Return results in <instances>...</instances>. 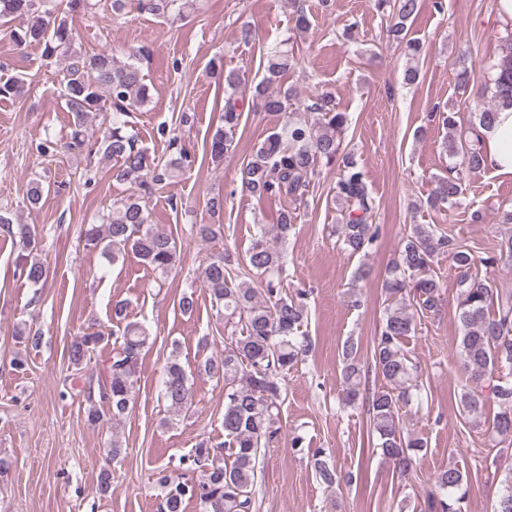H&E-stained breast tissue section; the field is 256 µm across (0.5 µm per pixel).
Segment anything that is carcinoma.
Wrapping results in <instances>:
<instances>
[{
	"instance_id": "obj_1",
	"label": "carcinoma",
	"mask_w": 512,
	"mask_h": 512,
	"mask_svg": "<svg viewBox=\"0 0 512 512\" xmlns=\"http://www.w3.org/2000/svg\"><path fill=\"white\" fill-rule=\"evenodd\" d=\"M46 0H0V28L9 31L18 49L35 44L42 48L45 60L64 62L60 70L57 95L73 115L69 150L87 146L85 124L94 112L110 113L108 126L96 141L100 160L110 163L112 179L129 183L145 191L171 179L175 165L189 161L178 140L169 147L178 154L176 163L161 165L156 156L137 146L126 134L129 114L140 109L149 98L143 83L140 63L142 51L133 50L128 61L121 62L106 52L76 54L74 30L68 14L86 12L89 0H65L59 10L46 8ZM181 0H138L139 10L165 15L176 11ZM386 16L387 32L403 46L413 64L404 72L408 84L419 78L422 46L407 38L408 21L418 12L419 0H375ZM290 54L273 55L266 75L254 87V98L267 112H281L289 94L268 91L280 73L293 67ZM500 73L493 88L491 104L477 115L476 125L488 126L500 106H512V37L502 43ZM230 97L224 109V125L211 137L212 161L219 162L232 147L233 132L241 113L236 111L233 95L241 88L238 75L224 77ZM23 83L16 78H0V98L20 95ZM307 110L318 114L313 125L290 122L279 132L270 133L241 169L242 186L257 198L303 201L307 188L321 162H339V172L331 191L337 200L348 204L336 231L345 250L353 255L367 253L378 240L380 227L372 223L374 200L368 191L362 170L342 153L341 134L348 125V115L336 111L333 96L325 93ZM484 167L479 143L469 140L459 166L437 180L430 204L456 205L463 194V173ZM145 197L130 193L112 202V209L100 224H86L82 235L85 245L104 246L116 258L128 251L137 255L153 272L163 277L177 261V242L172 233L150 223ZM294 210L279 213L274 224H259L246 258L224 251L205 267L204 283L215 305L224 310V325L239 331L224 344V356L209 359L204 371L224 378V441L216 446L200 444L179 458L174 475L159 472L158 482L165 489L160 512H185L190 501L202 512H255L256 477L262 448L280 434L279 408L282 385L293 367L312 348L311 338L302 331L306 317L303 290L290 295L283 286L284 261L270 245L282 242L294 230ZM20 250L23 252L22 274L38 284L47 278V269L36 258L38 243L35 231L27 224L17 225ZM439 253L451 256L457 270L455 317L460 326L458 353L468 385L459 395L460 416L479 426L483 409L493 402L499 411L488 423L487 431L500 443L512 444V293H504L473 275L476 264L493 265L497 257L477 258L473 252L457 245L431 224H415L402 238L397 257L385 272L383 288L391 304L384 309L382 322L372 342V360L380 385L369 386L367 375L357 359V344L349 340L342 350L344 385L340 403L352 406L365 403L373 435L386 463L401 478L411 476L420 455L428 448L425 437L404 430L400 406L419 398L423 388L421 366L404 347L405 339L416 330L415 313L436 315L444 307L440 281L431 269ZM116 329L112 330L108 382L99 394L88 393L87 419L100 418L97 404H105L112 420L124 419L135 402L136 384L150 333L140 322H127L126 303L118 301L112 308ZM105 340L101 331L85 332L75 337L69 347L70 363L81 369ZM162 395L175 413H186L192 405L188 377L177 360L167 362ZM316 477L328 488L354 480L351 472H342L328 461L322 448L311 454ZM502 491L491 512H512V462L502 465L493 461ZM468 493V476L455 465L441 470L434 479L422 512H462Z\"/></svg>"
}]
</instances>
